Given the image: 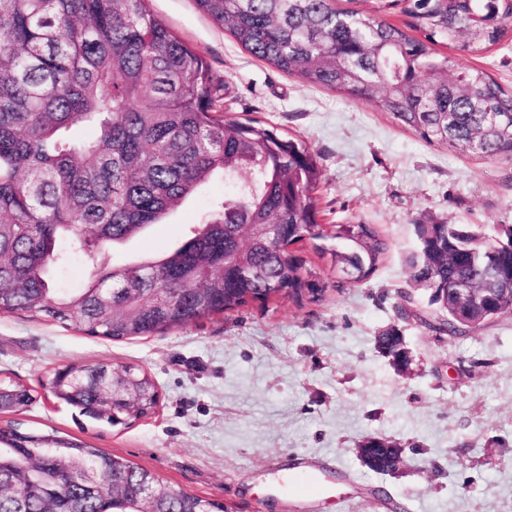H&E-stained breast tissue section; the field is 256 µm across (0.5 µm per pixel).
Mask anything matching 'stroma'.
<instances>
[{
	"label": "stroma",
	"mask_w": 512,
	"mask_h": 512,
	"mask_svg": "<svg viewBox=\"0 0 512 512\" xmlns=\"http://www.w3.org/2000/svg\"><path fill=\"white\" fill-rule=\"evenodd\" d=\"M147 6L224 79L225 117L275 126L317 153L322 223L376 225L388 251L368 280L342 285L335 241L305 243L317 301L256 302L153 336L112 341L0 314V375L35 397L0 413V428L77 437L240 512H391L396 502L404 512H512V311L462 336L439 334L423 322L443 310L410 277L419 225L467 224L490 238L512 225V158L428 144L372 105L303 83L252 57L195 0ZM432 51L512 88V32L480 56L442 43ZM233 191L214 177L162 223L107 248L102 271L177 247ZM392 329L408 351L403 369L376 348ZM99 362L145 369L160 395L155 413L115 428L44 386L58 368ZM370 437L403 448L396 474L360 463ZM300 468L333 470L330 498L282 485Z\"/></svg>",
	"instance_id": "35a3bbf8"
}]
</instances>
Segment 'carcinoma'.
I'll return each instance as SVG.
<instances>
[{
  "instance_id": "obj_1",
  "label": "carcinoma",
  "mask_w": 512,
  "mask_h": 512,
  "mask_svg": "<svg viewBox=\"0 0 512 512\" xmlns=\"http://www.w3.org/2000/svg\"><path fill=\"white\" fill-rule=\"evenodd\" d=\"M147 0H0V313L73 324L109 340L163 333L280 297L315 300L314 272L290 246L323 239L321 169L307 144L255 120H224V80L146 7ZM396 25L334 0H195L253 57L310 85L389 114L429 144L512 157V89L485 71L453 68L431 45L479 55L512 22V0H402ZM88 128L91 138L70 131ZM216 175L236 182L218 212L178 247L99 272L102 250L161 223ZM276 225L270 237L267 225ZM67 239L91 266L78 289L53 286ZM332 253L353 282L377 270L388 244L375 225L337 224ZM429 288L479 282L497 312L512 279V227L489 240L457 224L420 225ZM377 347L409 361L401 336ZM46 386L79 414L126 427L158 406L155 381L126 364H72ZM0 377V413L31 404ZM371 469L387 473L396 443L370 438ZM158 512H235L127 459L56 434L0 430V512H138L141 487Z\"/></svg>"
}]
</instances>
